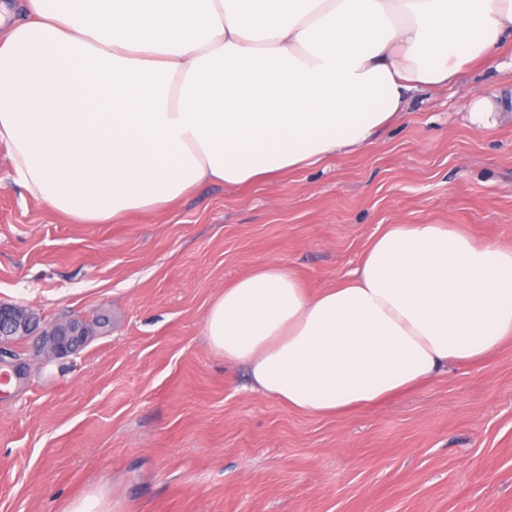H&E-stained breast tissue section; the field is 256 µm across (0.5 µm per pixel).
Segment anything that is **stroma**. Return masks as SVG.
<instances>
[{
	"label": "stroma",
	"mask_w": 512,
	"mask_h": 512,
	"mask_svg": "<svg viewBox=\"0 0 512 512\" xmlns=\"http://www.w3.org/2000/svg\"><path fill=\"white\" fill-rule=\"evenodd\" d=\"M512 55L415 93L364 150L245 189L208 182L120 224L50 212L0 146V302L106 315L76 353L0 390V512H512V347L343 417L252 393L203 334L226 283L268 263L310 292L387 224L512 244ZM499 117L474 123L472 97Z\"/></svg>",
	"instance_id": "obj_1"
}]
</instances>
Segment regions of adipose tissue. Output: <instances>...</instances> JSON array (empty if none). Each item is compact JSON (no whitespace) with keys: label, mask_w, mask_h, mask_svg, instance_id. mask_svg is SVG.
<instances>
[{"label":"adipose tissue","mask_w":512,"mask_h":512,"mask_svg":"<svg viewBox=\"0 0 512 512\" xmlns=\"http://www.w3.org/2000/svg\"><path fill=\"white\" fill-rule=\"evenodd\" d=\"M0 0V145L51 212L96 224L369 146L409 96L512 47V0ZM252 389L342 415L512 343V245L389 224L312 293L270 263L204 318Z\"/></svg>","instance_id":"1"}]
</instances>
